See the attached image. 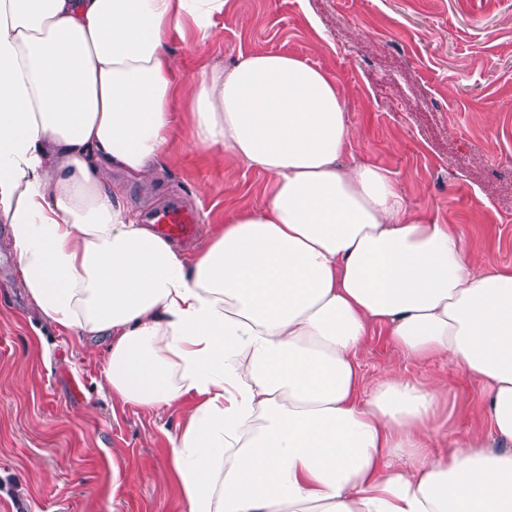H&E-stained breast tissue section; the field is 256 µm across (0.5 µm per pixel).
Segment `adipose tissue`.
Wrapping results in <instances>:
<instances>
[{
  "label": "adipose tissue",
  "instance_id": "1",
  "mask_svg": "<svg viewBox=\"0 0 512 512\" xmlns=\"http://www.w3.org/2000/svg\"><path fill=\"white\" fill-rule=\"evenodd\" d=\"M225 2L0 0V222L24 288L59 330L106 343L123 403L194 399L168 450L187 512H512V269L471 271L389 169L347 162L321 67L250 52L185 83L170 38L207 40ZM182 93L195 143L274 185L194 255L111 178L153 179ZM374 324L479 378L488 431L430 453L447 387H366Z\"/></svg>",
  "mask_w": 512,
  "mask_h": 512
}]
</instances>
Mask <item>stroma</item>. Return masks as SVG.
Instances as JSON below:
<instances>
[{
  "instance_id": "stroma-1",
  "label": "stroma",
  "mask_w": 512,
  "mask_h": 512,
  "mask_svg": "<svg viewBox=\"0 0 512 512\" xmlns=\"http://www.w3.org/2000/svg\"><path fill=\"white\" fill-rule=\"evenodd\" d=\"M185 81L241 51L287 52L336 77L356 157L392 171L414 214L453 225L476 270L512 268V0H227L210 38L170 40ZM180 131L151 183L125 185L138 219L176 202L199 242L232 207L262 206L269 176ZM0 223V512H187L168 461L187 406L145 409L102 385L105 345L49 324L30 302ZM365 381L389 371L448 388L433 452L484 431L486 387L441 360L418 362L371 328Z\"/></svg>"
}]
</instances>
